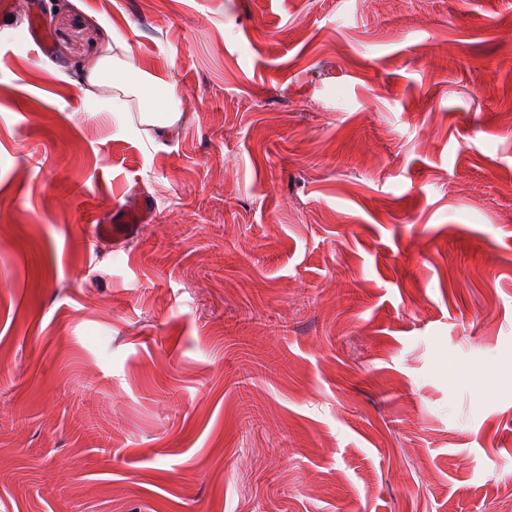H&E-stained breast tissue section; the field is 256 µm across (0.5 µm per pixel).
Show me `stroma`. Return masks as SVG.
I'll use <instances>...</instances> for the list:
<instances>
[{
    "instance_id": "1",
    "label": "stroma",
    "mask_w": 512,
    "mask_h": 512,
    "mask_svg": "<svg viewBox=\"0 0 512 512\" xmlns=\"http://www.w3.org/2000/svg\"><path fill=\"white\" fill-rule=\"evenodd\" d=\"M12 2L0 512H512V0ZM131 71L137 72L135 79L127 77ZM107 74H112V80L103 79ZM80 83L86 95L92 94V87L112 88V112H138L140 125L166 129L180 118L174 103L175 84L136 69L131 61L112 54L111 45L84 73Z\"/></svg>"
}]
</instances>
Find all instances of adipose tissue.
<instances>
[{
    "mask_svg": "<svg viewBox=\"0 0 512 512\" xmlns=\"http://www.w3.org/2000/svg\"><path fill=\"white\" fill-rule=\"evenodd\" d=\"M81 84L86 92L109 85L113 112L137 113L140 124L166 129L180 118L173 82L143 71L135 72L131 61L112 53L98 57L85 72Z\"/></svg>",
    "mask_w": 512,
    "mask_h": 512,
    "instance_id": "1",
    "label": "adipose tissue"
}]
</instances>
